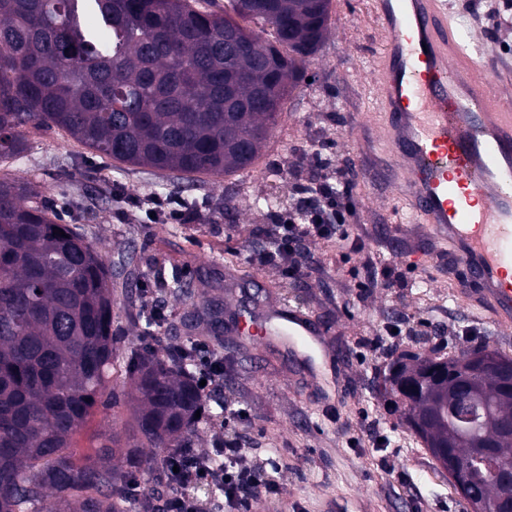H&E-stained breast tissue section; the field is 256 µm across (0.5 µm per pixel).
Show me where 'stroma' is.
<instances>
[{
	"instance_id": "1",
	"label": "stroma",
	"mask_w": 512,
	"mask_h": 512,
	"mask_svg": "<svg viewBox=\"0 0 512 512\" xmlns=\"http://www.w3.org/2000/svg\"><path fill=\"white\" fill-rule=\"evenodd\" d=\"M461 24L486 52L512 65V0H451ZM383 35L373 25L366 0H332L329 33L307 69L308 79L288 96L268 147L255 170L229 179L200 178L188 183L141 166L113 161L81 145L63 131L28 125V150L4 173L33 183L50 206L72 203L69 224H80L111 261L125 260L112 290V333L116 354L110 386L119 396L113 407L96 406L76 435L78 455L91 453L102 432L126 433L133 406L123 356L139 346L145 323L142 298L125 283L143 284L152 265L177 273L184 282L224 291L225 267L243 263L235 291L248 296L272 285L277 293L311 308L332 338L338 355L333 373L339 383L323 395H306L291 378L288 356L257 352L241 339L211 337L207 326L194 336L223 353L234 368L224 376V394L244 402L249 415L238 426L253 452L278 467L281 497L288 512H468L422 440L402 425L382 395L390 363L400 353L451 357L488 341L512 356V335H502L483 315L462 302L448 273L417 260L427 251L417 227L402 217L397 184L364 173L359 164L360 135L378 136L382 120L375 106V58ZM322 148L334 167L351 171L354 208L348 217L362 249L331 242L311 249L306 277L289 279L279 270L246 263L263 250L269 219L257 199L270 192L291 198L284 161H295L308 145ZM128 193H157L200 204L196 224H151L120 217L114 186ZM401 270L402 279L385 276ZM376 272L378 283L364 294L354 283ZM386 326L400 336L382 335ZM262 373H255V362ZM388 446H380V438Z\"/></svg>"
}]
</instances>
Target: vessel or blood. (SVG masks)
<instances>
[{
	"label": "vessel or blood",
	"instance_id": "b4317fda",
	"mask_svg": "<svg viewBox=\"0 0 512 512\" xmlns=\"http://www.w3.org/2000/svg\"><path fill=\"white\" fill-rule=\"evenodd\" d=\"M377 59L382 178L399 183L410 220L457 293L512 332V96L498 66L470 53L446 0H369ZM231 335L297 358L312 382L329 339L306 305L271 296L240 309Z\"/></svg>",
	"mask_w": 512,
	"mask_h": 512
}]
</instances>
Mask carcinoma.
<instances>
[{
  "instance_id": "carcinoma-1",
  "label": "carcinoma",
  "mask_w": 512,
  "mask_h": 512,
  "mask_svg": "<svg viewBox=\"0 0 512 512\" xmlns=\"http://www.w3.org/2000/svg\"><path fill=\"white\" fill-rule=\"evenodd\" d=\"M330 12L331 0H224L222 13L195 0H0V161L22 157L21 131L35 123L177 176L251 170L305 80ZM245 21L265 37H251ZM114 275L34 184L0 176V512H124L132 502L133 512H167L177 488L167 460L194 447L203 407L191 345L164 358L149 344L127 353L139 398L121 465L113 434L83 464L71 453L95 406L111 398ZM469 353L405 352L392 373L399 379L408 360L434 373L462 365L440 389L391 388L401 422L427 449L448 444L445 470L495 432L461 435L449 415L456 398L477 388L482 414L512 422V390ZM467 480L469 495L500 507L494 477Z\"/></svg>"
}]
</instances>
